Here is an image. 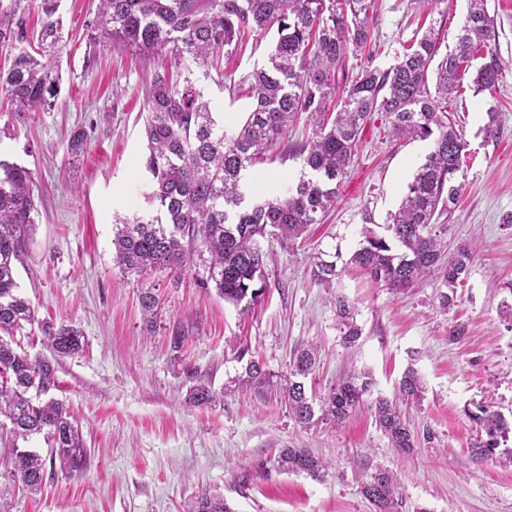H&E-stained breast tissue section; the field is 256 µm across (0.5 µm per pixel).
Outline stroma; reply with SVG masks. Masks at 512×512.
Instances as JSON below:
<instances>
[{
  "mask_svg": "<svg viewBox=\"0 0 512 512\" xmlns=\"http://www.w3.org/2000/svg\"><path fill=\"white\" fill-rule=\"evenodd\" d=\"M373 3L371 30L381 45L373 63L380 67L431 26L445 46H454L468 6V0ZM97 5L61 0L62 88L55 107L0 112V159L27 167L35 181L37 212L17 266L19 292L39 317L74 325L87 342L60 360L54 395L82 430L88 466L77 476L48 472L38 494L12 490L9 512H183L204 491L223 495L234 512H373L360 492L368 463L398 473L402 512H512V447L471 464L468 448L479 429L466 415L490 398L512 420V0H488L497 19L491 49L502 67L498 84L473 94L467 73L448 100L467 147L457 175L459 201L441 218L442 240L451 254L463 245L473 249L468 277L443 310L437 274L394 293L355 268L343 269L336 288L354 304L362 329L354 353L342 345L328 292L311 277L312 258L335 250L350 258L362 225L385 224L432 141L395 137L378 116L369 121L325 223L313 225L308 240L293 249L273 236L263 240L267 288L249 314L200 287L205 271L198 261L177 282L163 272L123 275L112 262L113 224L145 208L146 80L154 69L175 64L104 38L90 43L87 24ZM275 39L251 37L220 68H193L192 81L226 130L250 109L237 84L266 63ZM491 109L498 114L494 138L484 130ZM80 128L89 144L74 158L68 142ZM299 171L298 160L272 154L250 173L248 199L282 193ZM146 288L161 299L150 326L139 306ZM178 321L192 335L177 364L168 328ZM457 322L467 334L452 343L448 328ZM243 344L278 376L286 374L295 346H316L319 396L357 368L371 373L372 396L389 397L403 371L414 367L425 392L406 413L415 430L431 433L432 445L398 453L367 406L340 426H299L277 387H235L245 367L236 355ZM182 364L223 391V402L188 404ZM282 448L309 449L329 467L317 479L279 471L275 457ZM259 461L265 473L239 487L240 472Z\"/></svg>",
  "mask_w": 512,
  "mask_h": 512,
  "instance_id": "1",
  "label": "stroma"
}]
</instances>
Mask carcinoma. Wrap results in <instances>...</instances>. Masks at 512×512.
Here are the masks:
<instances>
[{
  "label": "carcinoma",
  "instance_id": "1",
  "mask_svg": "<svg viewBox=\"0 0 512 512\" xmlns=\"http://www.w3.org/2000/svg\"><path fill=\"white\" fill-rule=\"evenodd\" d=\"M34 5L40 28L27 25ZM369 0H100L88 27L117 47L170 57L188 71L233 54L247 35L276 30L267 63L254 70L244 95L251 111L234 132L224 130L200 91L189 79L155 73L146 84L147 153L143 166L151 176L145 194L147 212L118 220L113 231L114 262L122 272L147 277L166 272L180 277L195 254H209L200 287L214 286L219 297L247 312L266 288L267 254L260 241L275 236L293 247L313 224H320L336 205L338 188L353 164L364 125L375 113L388 121L398 138L432 140L433 148L417 168L398 208L389 214L385 234L364 224L359 247L349 264L374 282L400 293L430 272L438 273L447 291L440 307L452 304L456 288L467 278L473 257L460 247L442 261L439 232L442 215L457 203L456 175L464 165L466 143L448 112V97L459 75L467 70L474 51L496 40L495 19L487 0H469L455 48L441 51L430 30L403 47L386 67L361 66L351 74L348 54H377L368 21ZM60 0H0V52L10 61L0 67V105L12 112L52 109L60 93V75L52 57L62 42ZM435 84L429 85V75ZM502 76L494 53L472 80L479 94ZM300 113L308 114L311 137L288 146L286 153L302 161L298 182L283 196L251 204L242 191L244 173L264 162L280 145L288 126ZM34 181L29 169L0 160V454L9 467L4 478L38 491L46 468L66 474L83 472L88 452L82 432L62 402L50 396L56 387L55 360L83 347L81 330L36 316L31 302L18 293L16 264L24 255L30 226L35 224ZM321 252L311 265L312 279L328 288L339 278L337 259ZM147 322L157 316L159 299L153 289L140 295ZM342 345L356 346L361 329L355 306L335 296ZM39 326L52 358L13 347V333L24 325ZM190 334L182 324L170 329V347L182 350ZM317 365V349L300 345L288 364L285 403L296 423L317 421L334 426L353 417L366 403L373 378L365 371L343 377L327 395L316 399L308 387ZM191 382L186 400L195 406L215 402L211 384L184 370ZM274 374L250 360L239 384L262 389ZM423 383L409 366L392 399L378 396L371 403L375 424L391 447L410 454L421 442L432 443L407 420L405 407L420 400ZM481 429L470 445L475 464L492 458L500 440L512 429L489 404L467 412ZM43 436L48 457L24 443ZM278 469L318 478L324 461L306 448H282ZM360 492L374 512H400L403 500L395 473L383 466L364 470ZM185 512H233L224 497L203 492Z\"/></svg>",
  "mask_w": 512,
  "mask_h": 512
}]
</instances>
